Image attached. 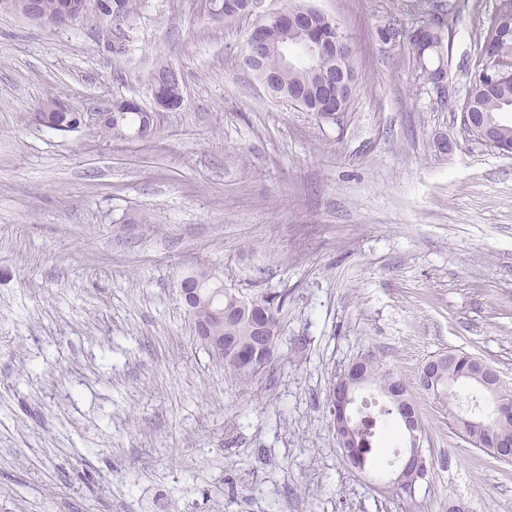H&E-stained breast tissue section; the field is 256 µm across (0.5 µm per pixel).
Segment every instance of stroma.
I'll list each match as a JSON object with an SVG mask.
<instances>
[{
	"instance_id": "stroma-1",
	"label": "stroma",
	"mask_w": 512,
	"mask_h": 512,
	"mask_svg": "<svg viewBox=\"0 0 512 512\" xmlns=\"http://www.w3.org/2000/svg\"><path fill=\"white\" fill-rule=\"evenodd\" d=\"M304 2L353 50L333 123L267 92L241 64L252 18L205 0H138L116 27L0 9V512H448L461 495L512 512V464L426 393L430 469L409 496L347 467L327 403L370 351L411 383L462 351L512 386V156L461 121L499 0H448L441 92L409 63L429 0ZM162 64L174 110L154 108ZM57 99L136 101L156 134L38 125ZM201 268L286 297L250 383L195 336L179 284Z\"/></svg>"
}]
</instances>
